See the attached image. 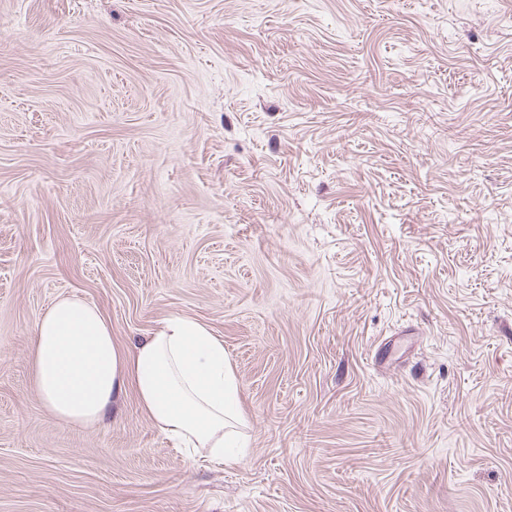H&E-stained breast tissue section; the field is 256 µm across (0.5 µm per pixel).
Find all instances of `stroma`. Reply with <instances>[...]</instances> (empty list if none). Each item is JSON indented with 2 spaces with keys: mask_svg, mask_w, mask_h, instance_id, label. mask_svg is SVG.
Listing matches in <instances>:
<instances>
[{
  "mask_svg": "<svg viewBox=\"0 0 512 512\" xmlns=\"http://www.w3.org/2000/svg\"><path fill=\"white\" fill-rule=\"evenodd\" d=\"M65 296L222 338L238 460L55 419ZM0 512H512V0H0Z\"/></svg>",
  "mask_w": 512,
  "mask_h": 512,
  "instance_id": "35a3bbf8",
  "label": "stroma"
}]
</instances>
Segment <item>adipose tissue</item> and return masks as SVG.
I'll return each instance as SVG.
<instances>
[{
	"label": "adipose tissue",
	"instance_id": "adipose-tissue-1",
	"mask_svg": "<svg viewBox=\"0 0 512 512\" xmlns=\"http://www.w3.org/2000/svg\"><path fill=\"white\" fill-rule=\"evenodd\" d=\"M32 371L62 422L95 423L130 388L152 425L186 453L220 459L242 445L238 377L223 340L196 319L170 316L122 350L97 307L65 297L34 326Z\"/></svg>",
	"mask_w": 512,
	"mask_h": 512
}]
</instances>
